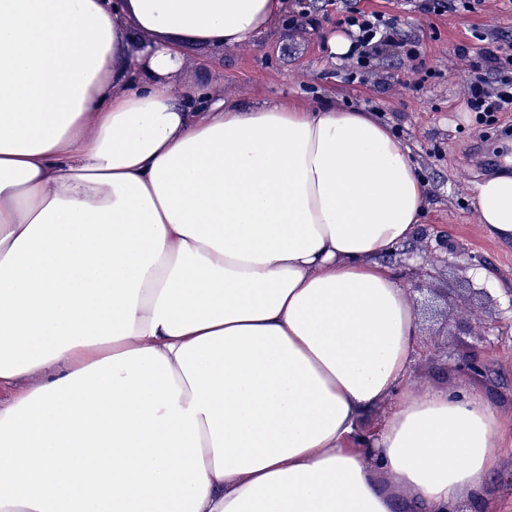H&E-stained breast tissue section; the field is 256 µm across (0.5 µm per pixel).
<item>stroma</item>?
Listing matches in <instances>:
<instances>
[{"instance_id":"1","label":"stroma","mask_w":512,"mask_h":512,"mask_svg":"<svg viewBox=\"0 0 512 512\" xmlns=\"http://www.w3.org/2000/svg\"><path fill=\"white\" fill-rule=\"evenodd\" d=\"M290 15L279 18L249 49L184 47L182 84L220 91L244 107L291 100L310 108L336 106L374 114L408 148L427 190V212L413 240L384 259L401 280L419 278L437 295L441 310L460 317L469 304V286L486 289L482 322L469 336L439 335L438 323L420 318L422 353L409 380L433 386L479 390L502 419L501 457L485 492L462 503L464 512H512V242L491 236L476 220L473 199L484 180L512 175V165L485 164L480 151L491 143L512 155L502 125L512 112L484 121L464 104V77L492 38L512 41V0H481L463 14L421 11L418 0H357L359 9L385 13L418 40L410 60L390 52L365 71L332 61L326 40L337 28L343 0H290ZM469 55L457 57L458 46ZM447 248H440V239ZM476 345L486 373L468 379L455 365Z\"/></svg>"}]
</instances>
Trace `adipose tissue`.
I'll list each match as a JSON object with an SVG mask.
<instances>
[{
	"label": "adipose tissue",
	"instance_id": "1",
	"mask_svg": "<svg viewBox=\"0 0 512 512\" xmlns=\"http://www.w3.org/2000/svg\"><path fill=\"white\" fill-rule=\"evenodd\" d=\"M287 10L0 0V512H454L486 489L497 407L408 384L419 322L382 262L427 202L406 147L367 112L175 83L185 43L248 48ZM473 208L512 240V176Z\"/></svg>",
	"mask_w": 512,
	"mask_h": 512
}]
</instances>
